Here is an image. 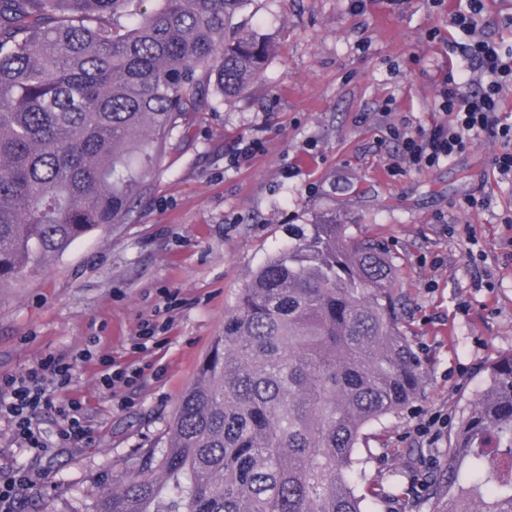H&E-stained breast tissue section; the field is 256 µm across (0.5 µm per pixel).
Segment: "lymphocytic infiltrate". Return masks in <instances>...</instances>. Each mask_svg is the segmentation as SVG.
Returning <instances> with one entry per match:
<instances>
[{
	"label": "lymphocytic infiltrate",
	"mask_w": 512,
	"mask_h": 512,
	"mask_svg": "<svg viewBox=\"0 0 512 512\" xmlns=\"http://www.w3.org/2000/svg\"><path fill=\"white\" fill-rule=\"evenodd\" d=\"M448 7V26L462 34L450 42L452 51L468 62L467 69L449 79L441 91L440 110L445 116L430 134L393 130L402 148V159L416 169H429L461 153L474 140L486 137L500 146L493 160V175L512 181V121L505 112V91L512 87V51H504L484 32L486 0H435ZM74 360L49 355L26 373L0 377V415H8L20 447L38 449L42 442L33 420L43 411L57 410L63 416V439H81L87 434L78 401L60 405L57 392L70 381Z\"/></svg>",
	"instance_id": "1"
}]
</instances>
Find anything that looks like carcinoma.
<instances>
[{"instance_id": "1", "label": "carcinoma", "mask_w": 512, "mask_h": 512, "mask_svg": "<svg viewBox=\"0 0 512 512\" xmlns=\"http://www.w3.org/2000/svg\"><path fill=\"white\" fill-rule=\"evenodd\" d=\"M249 0H0V289L129 217L189 112L245 93L274 43ZM449 434L433 512H512V353ZM424 384L379 241L298 228L237 297L167 446L92 512H367L365 427Z\"/></svg>"}]
</instances>
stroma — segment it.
Returning <instances> with one entry per match:
<instances>
[{
	"label": "stroma",
	"instance_id": "obj_1",
	"mask_svg": "<svg viewBox=\"0 0 512 512\" xmlns=\"http://www.w3.org/2000/svg\"><path fill=\"white\" fill-rule=\"evenodd\" d=\"M242 17L275 34L278 51L250 91L175 129L130 220L76 242L49 269L0 290V376L49 354L78 362L61 399L81 403L88 434L18 448L0 417V483L32 481L25 512H91L102 487L166 446L174 412L224 317L294 228L335 216L377 237L396 269L404 321L425 387L400 416L369 426L367 480L387 498L374 512L413 510L442 465L448 430L486 386L485 367L512 352V183L496 181L498 143L482 138L431 169L408 167L387 129L430 132L450 57L448 10L433 0H251ZM259 142L234 159L239 139ZM488 209H466L469 196ZM446 224L455 233L443 232ZM128 384L106 389L102 360ZM446 419L435 441L416 432Z\"/></svg>",
	"mask_w": 512,
	"mask_h": 512
}]
</instances>
